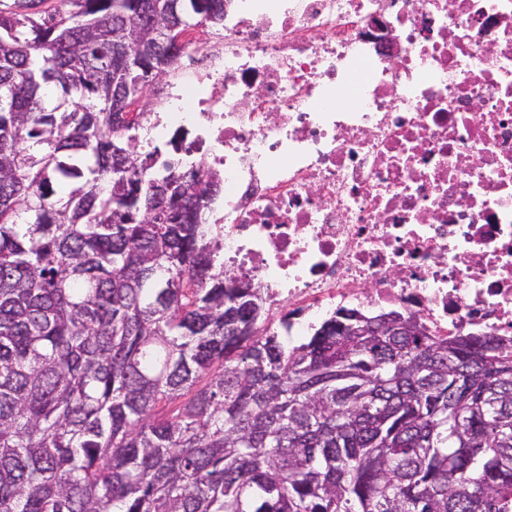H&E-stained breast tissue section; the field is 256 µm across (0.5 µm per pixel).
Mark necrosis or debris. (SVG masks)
<instances>
[{
  "mask_svg": "<svg viewBox=\"0 0 512 512\" xmlns=\"http://www.w3.org/2000/svg\"><path fill=\"white\" fill-rule=\"evenodd\" d=\"M188 59L141 145L221 176L224 267L270 329L512 336V0H224Z\"/></svg>",
  "mask_w": 512,
  "mask_h": 512,
  "instance_id": "1",
  "label": "necrosis or debris"
}]
</instances>
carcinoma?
Segmentation results:
<instances>
[{
	"label": "carcinoma",
	"instance_id": "obj_1",
	"mask_svg": "<svg viewBox=\"0 0 512 512\" xmlns=\"http://www.w3.org/2000/svg\"><path fill=\"white\" fill-rule=\"evenodd\" d=\"M0 3V512H512V339L293 347L122 111L224 0ZM171 415L157 417L161 403Z\"/></svg>",
	"mask_w": 512,
	"mask_h": 512
}]
</instances>
